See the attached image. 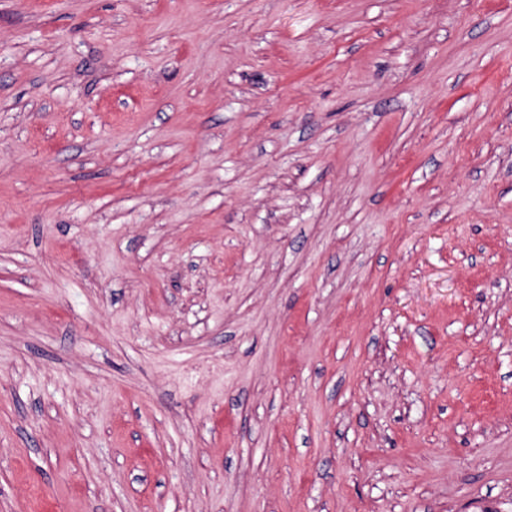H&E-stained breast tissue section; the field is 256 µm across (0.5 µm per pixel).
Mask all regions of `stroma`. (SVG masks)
<instances>
[{
  "label": "stroma",
  "instance_id": "obj_1",
  "mask_svg": "<svg viewBox=\"0 0 512 512\" xmlns=\"http://www.w3.org/2000/svg\"><path fill=\"white\" fill-rule=\"evenodd\" d=\"M0 512H512V0H0Z\"/></svg>",
  "mask_w": 512,
  "mask_h": 512
}]
</instances>
